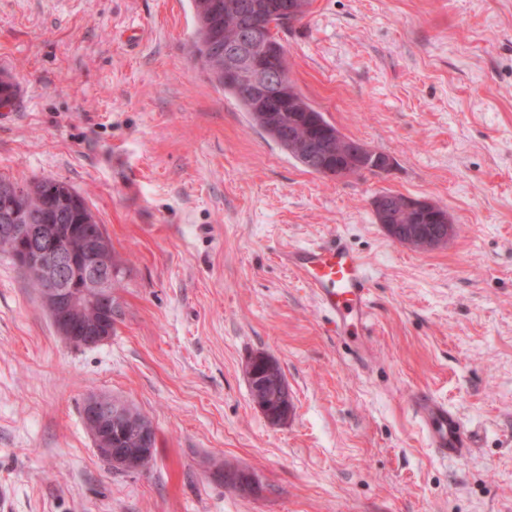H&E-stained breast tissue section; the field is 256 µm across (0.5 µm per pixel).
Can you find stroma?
<instances>
[{"label": "stroma", "instance_id": "stroma-1", "mask_svg": "<svg viewBox=\"0 0 512 512\" xmlns=\"http://www.w3.org/2000/svg\"><path fill=\"white\" fill-rule=\"evenodd\" d=\"M194 32L191 0H0V177L70 185L121 266L115 331L86 348L0 254V512H512V0H311L278 29L308 101L394 159L338 183L194 63ZM386 191L455 235L394 242ZM335 237L372 281L354 345L280 261ZM259 353L292 395L281 425L250 396ZM421 391L472 430L468 456L434 455ZM93 392L152 422L150 470L100 457ZM372 207L378 223L394 241L420 251L448 242L455 233L448 211L424 198L410 196L375 197ZM405 219L414 220L407 224Z\"/></svg>", "mask_w": 512, "mask_h": 512}]
</instances>
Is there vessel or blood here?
<instances>
[{
  "label": "vessel or blood",
  "instance_id": "obj_1",
  "mask_svg": "<svg viewBox=\"0 0 512 512\" xmlns=\"http://www.w3.org/2000/svg\"><path fill=\"white\" fill-rule=\"evenodd\" d=\"M283 262L306 282L336 336L360 338L370 318L371 281L364 257L334 239L285 251ZM412 404L429 445L441 459H460L473 449L472 434L447 404L416 393Z\"/></svg>",
  "mask_w": 512,
  "mask_h": 512
}]
</instances>
